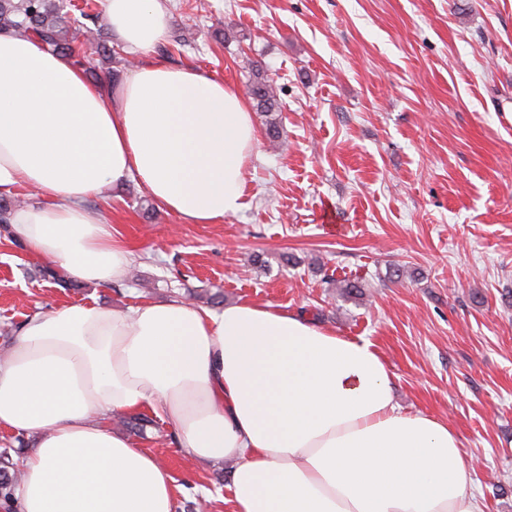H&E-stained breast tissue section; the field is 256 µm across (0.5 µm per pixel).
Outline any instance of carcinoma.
Here are the masks:
<instances>
[{"label":"carcinoma","instance_id":"1","mask_svg":"<svg viewBox=\"0 0 512 512\" xmlns=\"http://www.w3.org/2000/svg\"><path fill=\"white\" fill-rule=\"evenodd\" d=\"M94 17L72 0H0V30L17 31L39 40L48 50L68 55L82 66H91L94 56L112 61L121 55V49L107 45L100 32L90 23ZM247 93L256 110L265 117L267 135L273 140L283 136L279 112L281 103L273 79L260 65H254L247 80ZM19 207V200L0 196V224H10L12 212ZM123 426L138 436L146 435L155 427L154 420L146 415H125ZM18 468L9 451L0 453V501L12 499L17 482Z\"/></svg>","mask_w":512,"mask_h":512}]
</instances>
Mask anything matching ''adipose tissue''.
<instances>
[{"mask_svg":"<svg viewBox=\"0 0 512 512\" xmlns=\"http://www.w3.org/2000/svg\"><path fill=\"white\" fill-rule=\"evenodd\" d=\"M140 65L106 95L66 56L0 33V194L37 202L10 230L69 279L128 275L129 249L87 198L137 177L185 224L242 207L256 147L231 84L149 55L169 34L166 0H107ZM152 411L183 457L233 464L232 512H484L448 423L401 412L374 343L250 301L215 312L176 298L116 312H34L0 351V428L30 438L13 512H175L153 453L106 424Z\"/></svg>","mask_w":512,"mask_h":512,"instance_id":"ef3b65f1","label":"adipose tissue"}]
</instances>
